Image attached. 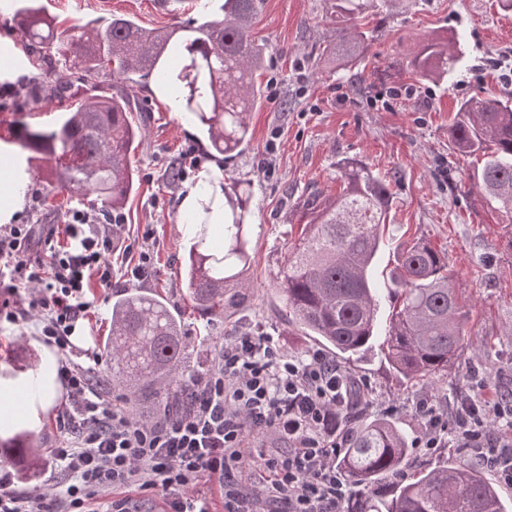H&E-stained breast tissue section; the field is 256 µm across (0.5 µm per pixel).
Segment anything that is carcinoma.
Listing matches in <instances>:
<instances>
[{
  "label": "carcinoma",
  "instance_id": "1",
  "mask_svg": "<svg viewBox=\"0 0 512 512\" xmlns=\"http://www.w3.org/2000/svg\"><path fill=\"white\" fill-rule=\"evenodd\" d=\"M372 0H323L336 22L351 21ZM259 0H224V18L189 19L171 31L141 26L126 16L93 20L66 28L48 16L38 0H24L16 18L39 59L52 66L71 63L80 71L105 72L113 79H146L157 74L179 92L180 111L218 154L230 158L249 145V116L260 103L253 72L261 50L248 26ZM454 44L432 39L419 48L411 65L424 75L444 73L456 62ZM359 35H342L334 50L341 58L359 55ZM74 80L60 74L51 95L62 112L48 124L16 112L4 141L26 161L38 160L61 187L93 195L102 212L118 211L138 182L128 164L140 146V130L129 119L133 106L122 96L91 95L77 106ZM455 148L481 154L480 188L490 201L512 214V100L473 97L458 105L453 127ZM341 187L336 197L308 203L310 221L288 241L287 257L276 277L288 321L309 331L335 357L360 362L378 338L380 295L391 314L382 350L392 368L413 382L448 370L468 339L466 315L451 287L448 262L425 239L402 249L390 273L391 288L375 281L377 254L384 245L392 206L391 180L365 162L336 163ZM223 228L209 224L210 206L185 216L196 228L181 275L200 309L221 316L244 298L250 264L248 182L227 178ZM112 359L107 381H116L138 399L177 412L188 402L187 350L180 320L157 293L122 294L112 303V327L101 344ZM413 450L406 434L385 419L348 428L347 447L338 459L351 496L345 512H507L498 486L478 469L443 458L405 479L396 475ZM26 463L21 477L36 475L43 455L27 435L0 439V457ZM381 478L386 489H377Z\"/></svg>",
  "mask_w": 512,
  "mask_h": 512
}]
</instances>
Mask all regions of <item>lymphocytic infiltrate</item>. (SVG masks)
<instances>
[{
  "label": "lymphocytic infiltrate",
  "instance_id": "lymphocytic-infiltrate-1",
  "mask_svg": "<svg viewBox=\"0 0 512 512\" xmlns=\"http://www.w3.org/2000/svg\"><path fill=\"white\" fill-rule=\"evenodd\" d=\"M121 227V216L89 209L71 211L68 223L45 233L31 224L0 225V322L34 327L61 354V438L52 458L66 475L51 493L13 488L0 475V512H132L130 489L162 492L167 512H209L194 491L213 482L223 491L224 512H258L236 480L255 468L264 474L268 512H344L349 487L336 459L352 382L323 354L288 356L264 333L231 337L213 367L194 379L189 404L152 422L93 386L71 338L94 304L91 282L112 283ZM417 414L425 426L419 447H445L456 428L463 449L512 486V440L487 432V415L464 401L448 418L430 398ZM252 432L272 436L287 452L245 453Z\"/></svg>",
  "mask_w": 512,
  "mask_h": 512
}]
</instances>
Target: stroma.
<instances>
[{
  "label": "stroma",
  "instance_id": "35a3bbf8",
  "mask_svg": "<svg viewBox=\"0 0 512 512\" xmlns=\"http://www.w3.org/2000/svg\"><path fill=\"white\" fill-rule=\"evenodd\" d=\"M215 0H41L61 25L105 19L134 18L141 25L165 29L210 10ZM365 35L359 63H347L331 51L336 21L322 0H261L250 27L263 50L257 82L275 83L277 99L262 98L250 116V142L241 154L224 160L183 114L171 110L158 95L155 80L119 84L100 75L77 80L79 96L118 94L138 104L132 118L140 128L142 147L131 157L139 182L121 211L119 240L127 248L123 265L136 267L141 250L151 266L132 284L113 280L92 284L95 306L77 327L73 343L100 352L112 323L115 296L157 292L183 324L189 369L206 373L225 339L242 333H268L288 354L305 356L318 343L289 324L276 274L287 256L288 239L297 237L307 218L302 208L311 189L333 196L339 190L336 163L356 157L393 182L389 233L378 255V267L391 269L404 243L424 238L448 260L452 287L465 305L471 338L446 372L431 380L406 382L389 367L380 347L365 361L345 365L372 395L354 414L359 422L388 419L409 439L421 433L416 414L420 399L432 397L444 414L468 398L479 406L498 404V393L512 389V216L489 205L478 185L483 160L451 145L450 127L458 104L472 97H512L496 72L482 61L512 52V11L499 0H377L376 8L355 19ZM455 35L458 61L448 74L422 76L410 65L418 48L433 37ZM53 69L39 65L14 19L0 0V88L36 81L53 85ZM413 85L431 90L429 111L417 100L395 110H372L365 99L376 89ZM275 151H268V141ZM195 148L201 169H216L249 182L250 248L246 273L250 288L234 313L215 317L192 302L179 274L189 239L179 222L180 203L196 175L173 181ZM23 203L10 221L18 224H64L74 208L90 207V199L70 197L59 183L17 172ZM45 346L32 333L0 327V375L20 378L35 368Z\"/></svg>",
  "mask_w": 512,
  "mask_h": 512
}]
</instances>
